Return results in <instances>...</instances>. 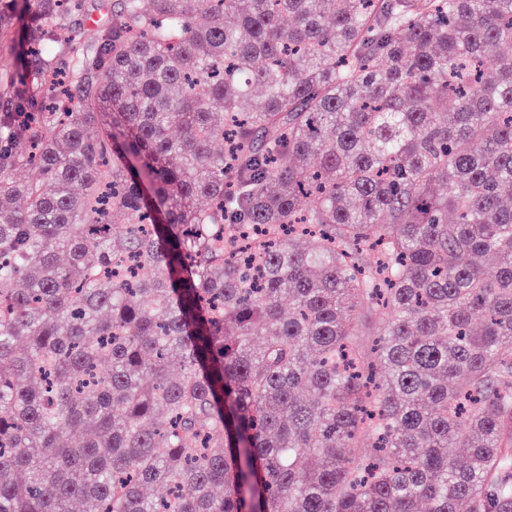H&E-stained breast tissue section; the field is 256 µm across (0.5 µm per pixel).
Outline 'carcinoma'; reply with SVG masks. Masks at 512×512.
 <instances>
[{"label":"carcinoma","instance_id":"carcinoma-1","mask_svg":"<svg viewBox=\"0 0 512 512\" xmlns=\"http://www.w3.org/2000/svg\"><path fill=\"white\" fill-rule=\"evenodd\" d=\"M71 5L0 0V512H512V0ZM80 10L68 19V26L78 29L93 22L108 21L112 16V0H81ZM19 63L13 48V35L4 33L0 36V87L8 79L16 78Z\"/></svg>","mask_w":512,"mask_h":512}]
</instances>
